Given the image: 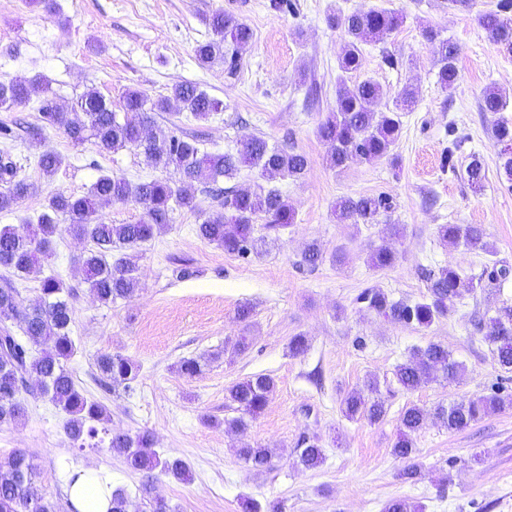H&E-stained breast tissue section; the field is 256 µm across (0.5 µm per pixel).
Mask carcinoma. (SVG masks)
Returning <instances> with one entry per match:
<instances>
[{
  "label": "carcinoma",
  "instance_id": "carcinoma-1",
  "mask_svg": "<svg viewBox=\"0 0 512 512\" xmlns=\"http://www.w3.org/2000/svg\"><path fill=\"white\" fill-rule=\"evenodd\" d=\"M331 24L340 26L348 41L338 57L341 73L350 74L361 66V45L380 41L398 29L403 15L377 7L357 9L349 13L336 10L329 17ZM478 23L494 44L512 51V0H498L496 8L478 16ZM210 37L195 47L199 64L216 60L224 62L227 74H237L242 53L249 47L251 28L232 13L216 12L208 22ZM428 40L438 42V83L442 89H454L457 79V45L448 39H438L433 29L425 31ZM36 85L22 80L0 81V107L22 105L30 100ZM385 97L378 82L366 78L348 86L340 83L332 111L320 120L318 137L329 146L326 163L342 170L355 161L369 164L384 159L396 160L392 147L402 133L401 113L415 105V91L404 88L392 107L378 111L376 104ZM124 116L112 111L98 91L88 89L65 105L45 99L41 106L43 122L64 129L67 137L79 145L93 141L101 153H114L134 148L144 156L146 164L162 171L172 170L179 183L168 179L132 182L108 173L98 176L89 191L81 196L62 192L46 200L43 211L34 224L18 230L11 225L0 226V267L8 269L20 280L40 279L39 296L26 302L12 282L0 287V321L15 320L22 333L0 327V424L15 423L27 415L25 383L33 379L40 393L47 396L66 415L64 429L75 449L98 448L107 444L112 452L124 457L127 465L137 471L160 473L186 480L189 467L178 459L161 456L155 449L153 433L142 429L134 434L109 427L111 414L107 405L85 396L76 386L66 362L75 351L72 338V308L74 289L62 280L48 276L39 278L42 261L52 255L53 238L62 231L91 243L79 258L87 284L95 299L108 305L118 299L133 296L140 287L138 268L128 257L109 261L112 249H135L149 242L170 223L176 208L195 210V185L216 184L236 180L244 167L257 171L262 183L253 190L224 188L221 210L213 213L196 227L202 240L224 248V252L246 258L259 254L265 239L256 235V222L278 234L294 224L295 213L276 183L302 177L309 167L306 155L271 147L267 141L254 137L235 153L208 154L201 151L199 141L185 133L170 131L145 135L155 122V114L167 112L172 106L206 121L224 110V101L210 96L190 83H179L167 96L151 99L138 90H127L123 96ZM480 109L483 112L504 110L502 95L495 90L484 93ZM62 165V158L40 151L37 166L42 175L50 177ZM467 181L474 187L484 182L485 168L480 157H471L465 170ZM38 185L17 178L16 164L0 156V211L12 209L19 201L33 195ZM112 201H131L143 209V217L134 224H105L96 221L97 207ZM392 209L384 195L344 197L336 203V220L340 224H377L379 217ZM439 237L451 245L491 252L485 232L479 224H441ZM396 253L380 246L369 255V265L383 270L394 264ZM428 294L414 303L393 301L380 288H367L357 301L376 315L394 323L429 328L448 315L456 303L475 292L473 280L460 274L453 266H441L428 275ZM484 340L493 346L496 361L504 372L512 373V305L499 308L486 324ZM96 365L112 387L131 394L138 378L139 366L120 353H102ZM463 365L455 360L448 348L439 342L413 349L408 358L396 366L397 384L414 391L432 381L437 374L450 381L458 379ZM275 388L266 374L250 376L226 388L227 399L235 405L239 416L227 421L231 429L244 430L265 408ZM512 406V395L497 392L477 396L465 402L453 403L438 413L444 427L461 431L484 416ZM342 409L350 418L370 423L382 420L387 410L378 397V383L369 382L367 391L357 390L342 400ZM427 410L405 407L399 416L400 434L392 448L393 454L412 459L413 435L419 432ZM299 457L308 468L323 462V449L315 439L298 442ZM237 455L255 469L271 466L272 450L249 444L237 449ZM149 512H171L170 505L152 496V481L141 485ZM0 512H56L35 482L34 466L29 455L15 450L0 457Z\"/></svg>",
  "mask_w": 512,
  "mask_h": 512
}]
</instances>
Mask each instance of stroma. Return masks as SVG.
Returning <instances> with one entry per match:
<instances>
[{
  "label": "stroma",
  "instance_id": "35a3bbf8",
  "mask_svg": "<svg viewBox=\"0 0 512 512\" xmlns=\"http://www.w3.org/2000/svg\"><path fill=\"white\" fill-rule=\"evenodd\" d=\"M50 12L36 0H0V80L25 79L48 87L64 104L88 89L100 92L121 111L126 90L150 98L168 95L174 84L191 82L224 102V110L205 122L161 112L155 130L175 128L198 135L210 154L236 152L247 139L305 154L310 166L297 180L280 182L295 212L287 230L260 255L240 258L197 237L196 224L218 208L209 192L197 190L198 210H176L168 226L139 249L140 288L130 298L104 305L89 292L78 267L87 241L63 233L53 243L46 274L75 287L72 335L77 350L66 366L76 384L110 409L116 430L143 428L155 434L161 455L183 459L190 478L159 475L156 494L173 512H382L394 498L420 505L423 512H512V408L490 414L467 429L451 432L438 408L487 395L498 388L512 393V373L502 371L477 325L512 304V274L492 276L494 266L512 270V179L505 175L493 128L498 118L512 122V52L488 40L480 13L498 0H471L453 8L448 0H293V11L271 9L270 0H57ZM387 7L404 17L383 41L363 47L359 71L341 75L337 58L345 43L342 29L330 27L335 9ZM235 14L254 33L235 77L223 64L200 66L195 46L209 34L213 11ZM435 28L459 47L454 89L437 82V47L424 32ZM393 55L397 66L385 63ZM370 78L380 83L391 105L406 86L417 91L412 111L402 116V135L394 157L370 165L352 163L334 170L316 133L336 102L339 82ZM322 87L318 102L304 91ZM507 102L502 114L483 112L488 89ZM29 105L0 109V124L14 127L0 138L20 175L38 184L33 196L0 212V225L23 227L35 221L51 195L85 194L101 172L131 181L158 177L134 149L99 152L93 141L74 145L58 128L41 122ZM40 148H32V137ZM458 141L453 166L443 158ZM63 159L56 174L41 178L32 159L36 150ZM481 157L486 178L473 189L465 178L471 155ZM385 195L393 202L387 223H337L333 210L344 196ZM401 225L402 238L389 237L388 224ZM442 224H479L492 254L455 247L437 233ZM317 241L323 260L310 268L302 251ZM391 247L393 266L377 271L369 252ZM192 277H182V263ZM453 265L480 280L466 297L431 328L390 322L356 303L369 286L394 300L414 302L427 293L426 271ZM249 307L248 320L237 312ZM302 335L308 349L292 355L288 344ZM248 337L241 355L224 353V343ZM431 342L446 346L463 362L457 380L438 379L414 391L398 385L396 365L412 348ZM121 353L141 366L136 391H104L95 360ZM200 360L199 374L187 377L182 360ZM270 375L275 390L265 410L245 433L228 429L236 412L226 389L255 374ZM377 381L387 414L377 423L351 420L341 410L347 392ZM25 420L0 426V457L26 451L38 484L58 512H70L61 474L78 466L103 469L113 486L126 491L131 512H148L141 494L143 473L128 469L122 457L101 448L76 452L63 425L65 414L48 399H27ZM428 412L415 438V477L397 473L404 460L392 453L399 414L409 405ZM317 437L324 461L303 467L295 452L302 437ZM272 449L273 467L257 470L236 453L241 443Z\"/></svg>",
  "mask_w": 512,
  "mask_h": 512
}]
</instances>
